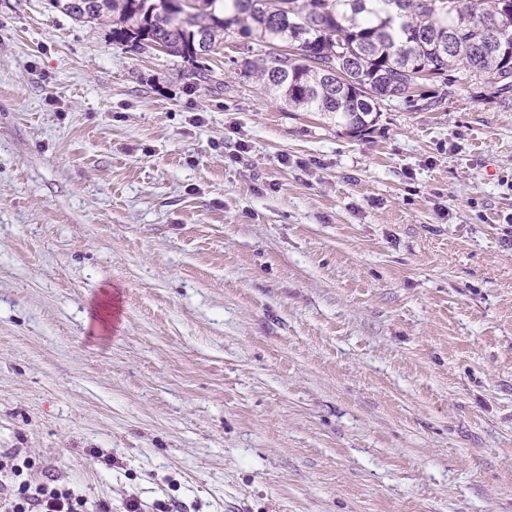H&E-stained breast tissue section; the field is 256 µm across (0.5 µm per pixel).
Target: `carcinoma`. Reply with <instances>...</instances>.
<instances>
[{
    "label": "carcinoma",
    "instance_id": "cac0c4a2",
    "mask_svg": "<svg viewBox=\"0 0 512 512\" xmlns=\"http://www.w3.org/2000/svg\"><path fill=\"white\" fill-rule=\"evenodd\" d=\"M159 2L52 0L78 22L110 24L115 43L162 46L201 79L227 34L260 42L245 75L350 134L373 125L384 100L460 68L512 91V0H187L183 19Z\"/></svg>",
    "mask_w": 512,
    "mask_h": 512
}]
</instances>
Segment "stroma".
I'll list each match as a JSON object with an SVG mask.
<instances>
[{"instance_id": "obj_1", "label": "stroma", "mask_w": 512, "mask_h": 512, "mask_svg": "<svg viewBox=\"0 0 512 512\" xmlns=\"http://www.w3.org/2000/svg\"><path fill=\"white\" fill-rule=\"evenodd\" d=\"M254 57L0 0V454L112 512H512V93L351 135Z\"/></svg>"}]
</instances>
